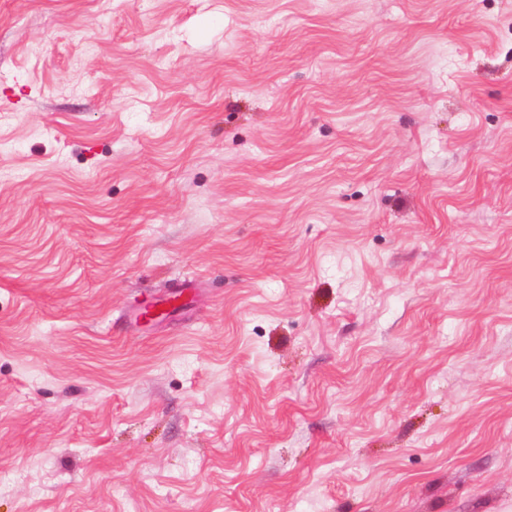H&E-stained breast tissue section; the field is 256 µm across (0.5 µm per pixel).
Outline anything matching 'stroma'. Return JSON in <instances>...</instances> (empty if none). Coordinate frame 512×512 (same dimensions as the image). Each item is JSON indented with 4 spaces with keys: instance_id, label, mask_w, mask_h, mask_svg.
<instances>
[{
    "instance_id": "obj_1",
    "label": "stroma",
    "mask_w": 512,
    "mask_h": 512,
    "mask_svg": "<svg viewBox=\"0 0 512 512\" xmlns=\"http://www.w3.org/2000/svg\"><path fill=\"white\" fill-rule=\"evenodd\" d=\"M0 512H512V0H0Z\"/></svg>"
}]
</instances>
